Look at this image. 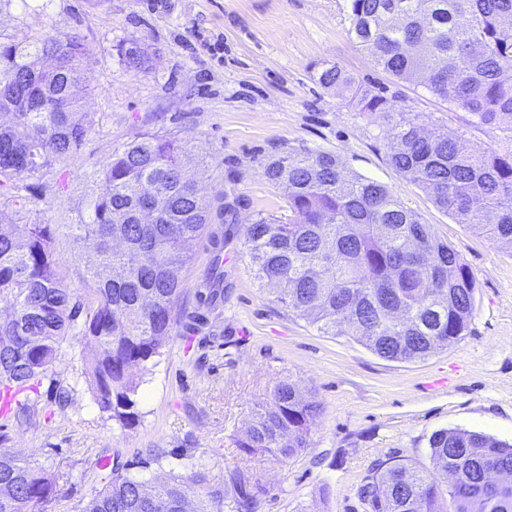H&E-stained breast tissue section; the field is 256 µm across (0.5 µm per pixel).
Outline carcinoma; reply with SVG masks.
I'll return each mask as SVG.
<instances>
[{
	"mask_svg": "<svg viewBox=\"0 0 512 512\" xmlns=\"http://www.w3.org/2000/svg\"><path fill=\"white\" fill-rule=\"evenodd\" d=\"M349 33L393 77L421 81L430 93L477 123L512 133V0H349ZM88 52L78 33L0 43V190L21 200L16 179L39 183L54 164L77 152L88 128L74 118ZM125 65L150 68L151 53L132 40L120 48ZM325 88L344 91L362 112L386 121L390 164L425 188L457 223L469 224L512 249V154L476 153L465 139L422 134L411 118H395L385 98L337 64L316 69ZM186 147L143 134L117 149L94 175L82 217L67 228L99 258L85 267L93 288L78 295L63 283L51 224H29L16 238L3 225L23 208H0V302L11 310L0 335V391L28 392L59 360L69 339L84 346L83 375L99 408L126 429L139 420L140 382L132 369L164 356L171 337L186 244L209 223L211 205L184 176ZM268 180L288 190V222L261 216L245 239L259 280L281 285L277 301L331 336H354L381 358L414 362L457 343L468 331L475 277L458 254L420 222L385 185L348 178L338 157L284 148L264 164ZM319 412L290 379L253 412L236 447L249 456L284 460L311 446ZM167 459L148 448L129 467ZM512 475V444L466 429L429 438V464L387 459L358 487L366 512H512V478L489 483L487 470ZM458 481L443 489L439 475ZM224 485L199 468L170 471L152 486L120 467L77 512H254L259 478L235 465ZM65 492L32 459L0 449V512L47 510ZM196 507L187 510L188 499Z\"/></svg>",
	"mask_w": 512,
	"mask_h": 512,
	"instance_id": "carcinoma-1",
	"label": "carcinoma"
}]
</instances>
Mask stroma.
I'll use <instances>...</instances> for the list:
<instances>
[{"label": "stroma", "mask_w": 512, "mask_h": 512, "mask_svg": "<svg viewBox=\"0 0 512 512\" xmlns=\"http://www.w3.org/2000/svg\"><path fill=\"white\" fill-rule=\"evenodd\" d=\"M348 0H0V41L81 33V117L88 132L77 152L28 192L23 223L55 224L65 283L83 292L95 258L71 236L88 180L112 151L135 137L168 135L193 146L189 176L214 208L188 249L169 346L141 373L140 420L121 428L95 403L81 375L80 349L63 354L29 397L26 419L0 415V446L38 460L70 489L55 512H73L108 479L113 466L148 448L188 449L210 484L227 481L242 452L236 439L258 403L284 379L313 393L320 414L312 444L287 461L263 457L265 492L256 512H363L357 487L374 462L391 457L428 464V439L462 428L512 442V249L456 223L423 187L389 162L387 125L336 90L314 81L327 61L387 98L425 128L463 136L472 149L512 151L494 126L385 73L349 34ZM149 46L148 72L129 70L119 47ZM336 155L347 175L387 185L402 204L448 242L476 279L469 330L425 360L382 359L352 336H326L279 304L257 279L244 230L258 214L287 219L288 193L263 163L275 148ZM224 259V297L203 303L215 255ZM69 398L55 402L57 388Z\"/></svg>", "instance_id": "1"}]
</instances>
